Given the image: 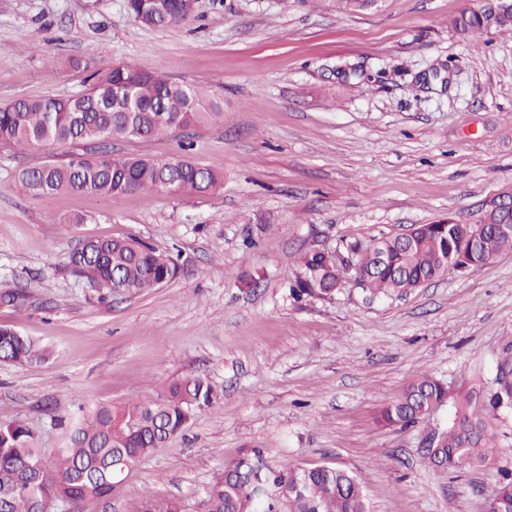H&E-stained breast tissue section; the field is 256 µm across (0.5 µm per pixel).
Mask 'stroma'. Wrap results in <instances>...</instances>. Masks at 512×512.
<instances>
[{
  "label": "stroma",
  "mask_w": 512,
  "mask_h": 512,
  "mask_svg": "<svg viewBox=\"0 0 512 512\" xmlns=\"http://www.w3.org/2000/svg\"><path fill=\"white\" fill-rule=\"evenodd\" d=\"M483 4L379 0L343 13L332 0H197L183 25L152 28L124 0H0V105L82 93L67 62L91 52L102 67L130 62L195 85L224 112L111 145L222 172L204 194L46 203L17 175L71 146L0 144V290L28 296L0 305V327L48 353L0 362V419L24 421L51 459L64 433L48 406L154 402L197 375L212 387L211 405L92 512L147 496L202 512L208 484L247 445L277 464L358 473L370 512H488L512 475V415L492 417L484 466L442 472L420 447L463 395L493 391L512 357V247L403 296L375 298L349 279L329 300L288 292L305 251L473 224L512 190V31L452 25ZM75 214L88 223L66 226ZM126 236L179 253L177 278L111 297L67 269L82 239ZM425 374L447 384V402L415 424L380 422Z\"/></svg>",
  "instance_id": "stroma-1"
}]
</instances>
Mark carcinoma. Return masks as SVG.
Segmentation results:
<instances>
[{
  "label": "carcinoma",
  "mask_w": 512,
  "mask_h": 512,
  "mask_svg": "<svg viewBox=\"0 0 512 512\" xmlns=\"http://www.w3.org/2000/svg\"><path fill=\"white\" fill-rule=\"evenodd\" d=\"M135 22L173 27L191 16L187 0H125ZM460 32L512 29V7L498 2L464 10L454 20ZM86 73L87 89L68 98L17 99L0 106V142L22 149L76 145L62 162L49 161L18 174L28 194L50 201L65 192L112 198L137 191L177 195L206 193L223 182L221 173L188 159L114 157L97 142L151 139L187 129L206 117L222 115L196 86L182 84L144 68L119 62L98 66L94 56L70 61ZM495 199L487 202L485 235L480 246L460 250L463 224H419L412 241L397 236L372 244L346 245L362 269L357 285L373 295L403 294L444 273L453 262L479 266L505 247L512 235L496 230L500 213ZM73 276L87 287L108 294L141 293L169 283L179 273L171 254L133 237L87 238L69 255ZM290 288L294 296L330 298L347 268L322 252H304ZM27 295L6 289L0 304L20 308ZM44 353L27 336L0 327V361L32 364ZM211 386L200 376L186 377L168 387L162 400L124 406L96 405L66 417L64 446L56 462L46 463L38 439L19 420H0V512H37L49 502L69 501L74 512L91 506L116 487L112 473H129L182 432L192 412L211 404ZM448 399L447 385L425 375L409 384L381 411L388 425H410ZM512 413V357L498 365L496 389L489 398L471 393L455 405L448 428L426 456L440 471L485 463L494 453L495 434L485 413ZM203 512H369L358 474L333 466L292 468L272 466L259 447L242 450L208 486ZM128 512H183L176 500L145 497ZM490 512H512V481L500 482Z\"/></svg>",
  "instance_id": "cac0c4a2"
}]
</instances>
